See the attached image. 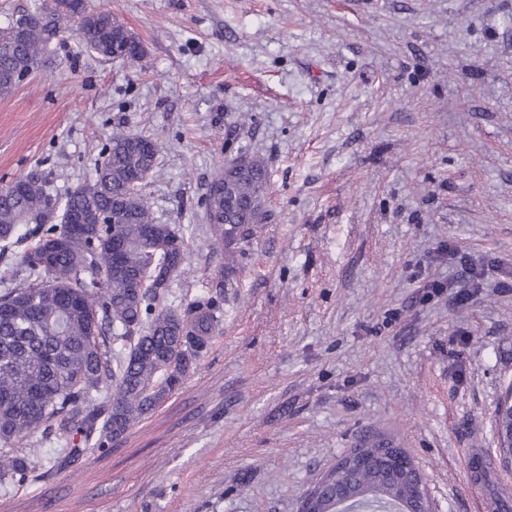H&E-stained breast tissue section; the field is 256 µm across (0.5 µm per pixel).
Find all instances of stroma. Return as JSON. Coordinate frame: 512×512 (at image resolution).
Here are the masks:
<instances>
[{"mask_svg": "<svg viewBox=\"0 0 512 512\" xmlns=\"http://www.w3.org/2000/svg\"><path fill=\"white\" fill-rule=\"evenodd\" d=\"M140 67L63 32L0 96V186L82 184L122 128L160 141L143 192L183 232L163 304L220 294L179 386L109 448L34 478L0 512H298L364 442L402 448L437 512L512 496L495 410L512 382V0H89ZM246 126H238V117ZM246 147L269 217L222 282L198 205ZM485 473L469 483L465 464Z\"/></svg>", "mask_w": 512, "mask_h": 512, "instance_id": "1", "label": "stroma"}]
</instances>
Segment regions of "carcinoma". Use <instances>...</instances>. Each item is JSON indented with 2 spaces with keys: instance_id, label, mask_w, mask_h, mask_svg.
<instances>
[{
  "instance_id": "obj_1",
  "label": "carcinoma",
  "mask_w": 512,
  "mask_h": 512,
  "mask_svg": "<svg viewBox=\"0 0 512 512\" xmlns=\"http://www.w3.org/2000/svg\"><path fill=\"white\" fill-rule=\"evenodd\" d=\"M37 7L23 36L15 22L0 27V95L7 96L38 69L52 32L69 31L104 60L141 65L145 50L111 12L85 0H55ZM161 144L125 129L112 131L93 178L60 195L30 175L0 187V254L17 246L19 283L0 294V481L23 484L28 458L14 445L40 427L54 434L75 459L109 447L137 419L178 386L189 363L224 318L215 297L182 311L160 300L183 270L186 240L160 223L141 191L156 172ZM234 165L219 166L199 200L213 244L224 248V274L246 254L259 218L267 217L269 172L265 161L240 149ZM60 212L101 217L81 236L62 223L43 224L51 203ZM112 389L98 402L92 391ZM393 449L373 443L352 462L328 472L299 512H335L342 493L353 504L413 506L420 496L416 469L395 467Z\"/></svg>"
}]
</instances>
